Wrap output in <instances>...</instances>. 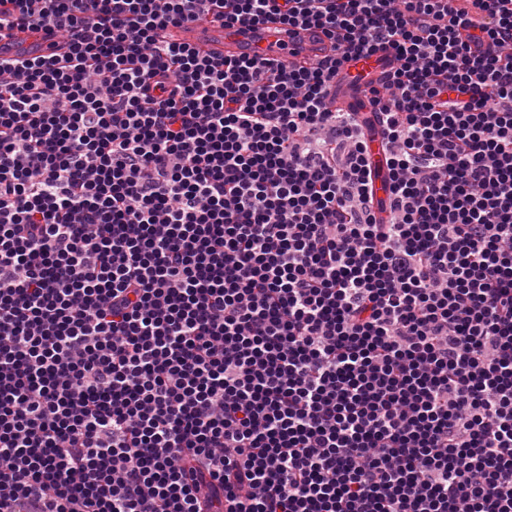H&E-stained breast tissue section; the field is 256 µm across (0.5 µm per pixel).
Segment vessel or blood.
<instances>
[{"instance_id": "b4317fda", "label": "vessel or blood", "mask_w": 512, "mask_h": 512, "mask_svg": "<svg viewBox=\"0 0 512 512\" xmlns=\"http://www.w3.org/2000/svg\"><path fill=\"white\" fill-rule=\"evenodd\" d=\"M170 39L196 49L215 61L264 56L290 66H306L334 55V44L316 28H293L272 19L241 29L209 19L197 20L170 28ZM60 43L56 37L32 29L0 30V58H21L56 54ZM394 71L391 50L374 52L348 60L338 83L335 107L350 108L366 101L367 91L378 79Z\"/></svg>"}]
</instances>
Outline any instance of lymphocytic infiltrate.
<instances>
[{
  "instance_id": "1",
  "label": "lymphocytic infiltrate",
  "mask_w": 512,
  "mask_h": 512,
  "mask_svg": "<svg viewBox=\"0 0 512 512\" xmlns=\"http://www.w3.org/2000/svg\"><path fill=\"white\" fill-rule=\"evenodd\" d=\"M470 10L0 0L67 45L0 59V512H512V0ZM270 11L339 56L158 35ZM393 71V53L388 49L379 47L370 54L350 58L343 65L336 100L330 103L331 108L341 107L350 112L352 104L362 101L365 108L360 112H374L367 91L379 78L388 79Z\"/></svg>"
}]
</instances>
